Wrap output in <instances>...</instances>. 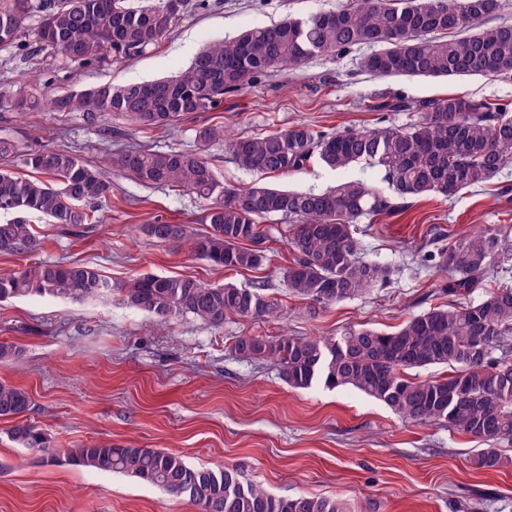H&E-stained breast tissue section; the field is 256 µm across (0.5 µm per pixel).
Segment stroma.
Returning a JSON list of instances; mask_svg holds the SVG:
<instances>
[{"label": "stroma", "instance_id": "35a3bbf8", "mask_svg": "<svg viewBox=\"0 0 512 512\" xmlns=\"http://www.w3.org/2000/svg\"><path fill=\"white\" fill-rule=\"evenodd\" d=\"M348 2L190 0L174 31L156 46L129 59L104 52L90 66L40 43L35 31L41 18L35 14L25 37L0 49V99L21 90L40 97L168 77L207 43ZM361 55L354 49L273 69L254 86L225 95L217 110L191 114L171 130L142 132L114 120L107 138L81 113L42 106L22 114L0 108V137L24 149L68 146L85 162L111 169L114 154L125 149L197 150L199 130L214 124L236 137L298 123L334 132L369 129L383 120L408 122L404 112L365 111L366 100L375 96L512 102V76L380 78L361 68ZM360 176L380 190L388 188L380 175L357 165L334 171L316 164L272 182L295 191H324ZM204 213V203L187 192L147 186L113 171L112 197L83 235L28 215L43 242L33 259L76 261L116 282L139 273L190 276L213 285L263 281L286 318H234L216 329L190 317L159 323L115 299L0 302V343L20 351L18 361H0V382L29 393L26 421L57 448L112 442L165 449L193 466L238 468L246 480L278 496L337 498L349 512H512V468L473 469L469 458L477 441L444 426L405 423L352 388H291L272 361L248 360L231 349L235 336L244 333L330 336L363 325L391 331L447 303V274L425 260L432 238L441 232L455 239L475 225H512V165L486 185L453 198H416L405 212L361 219L357 237L364 255L392 264L396 272L365 296L314 313L282 277L290 260L287 219L267 222L268 260L253 271L212 266L156 243L143 231L162 217L202 232ZM32 258L0 252V275ZM10 426L0 420V512H198L189 502L125 475L77 467L63 457L43 462L8 440Z\"/></svg>", "mask_w": 512, "mask_h": 512}]
</instances>
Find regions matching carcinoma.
<instances>
[{
	"label": "carcinoma",
	"instance_id": "cac0c4a2",
	"mask_svg": "<svg viewBox=\"0 0 512 512\" xmlns=\"http://www.w3.org/2000/svg\"><path fill=\"white\" fill-rule=\"evenodd\" d=\"M188 5L189 0L137 7L126 0H0V47L18 43L27 18L38 13V40L73 61L90 65L102 51L130 57L169 35ZM501 6L502 0H353L213 42L170 78L102 84L43 101L20 93L8 105L20 112L41 104L56 112L81 111L90 125L112 116L151 130L219 108L224 94L256 83L274 68L362 46L375 51L361 58V67L379 77L512 76V22L488 24ZM467 29L472 34L459 36ZM369 109L408 112L413 118L403 125L344 132L298 124L235 138L215 124L198 137L205 144L227 142L238 166L260 176L287 175L314 163L331 170L365 164L381 174L389 196L364 179L324 192L259 183L229 188L198 151H127L117 164L143 184L181 188L208 202L204 233L159 217L145 225V232L216 267H259L265 259L261 244L268 239L263 223L287 218L293 228L284 282L295 296L325 307L361 297L392 274L390 266L360 257L359 219L402 211L409 199L454 196L491 181L512 163L507 104L447 96L395 98ZM16 161L36 176L18 175ZM111 195L109 175L78 155L55 148L23 151L0 138V212L15 215L0 223V252L31 254L41 248L25 215L38 213L79 228L97 223V207ZM427 260L448 274L444 293L457 303L433 306L393 332L349 327L326 337L245 334L236 337L232 349L273 361L293 388L318 381L352 387L408 423L465 434L483 445L471 459L476 468H506L512 465L501 449L502 443H512V286L491 277L512 272V227L450 238ZM114 294L159 321L191 315L219 328L231 318L275 321L283 315L263 283L213 286L190 277L139 274L115 285L95 268L72 263H38L0 276V301L33 295L83 301ZM426 367H446L448 374L409 376ZM30 405L25 390L0 382V419L14 422L8 438L46 462L62 452L74 466L136 478L199 512H346L336 499L275 496L245 481L235 468L192 466L182 455L158 448L83 443L62 451L23 420Z\"/></svg>",
	"mask_w": 512,
	"mask_h": 512
}]
</instances>
